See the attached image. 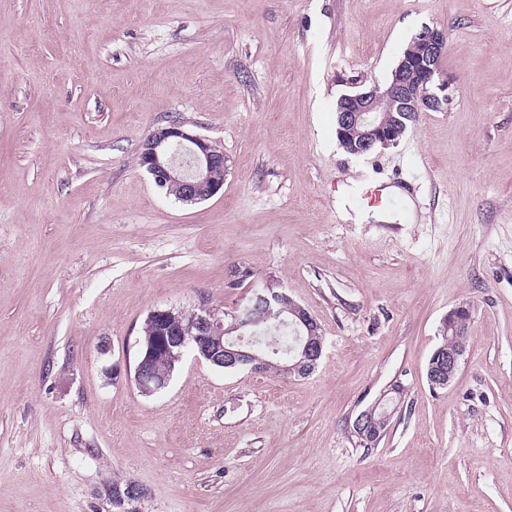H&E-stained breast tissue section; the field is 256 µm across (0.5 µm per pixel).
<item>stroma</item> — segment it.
Masks as SVG:
<instances>
[{
    "label": "stroma",
    "mask_w": 512,
    "mask_h": 512,
    "mask_svg": "<svg viewBox=\"0 0 512 512\" xmlns=\"http://www.w3.org/2000/svg\"><path fill=\"white\" fill-rule=\"evenodd\" d=\"M426 25L450 103L345 153L338 99L389 84ZM176 118L224 149L209 200L138 162ZM379 185L407 192L392 223L346 221ZM269 277L320 325L311 376L189 354L139 392L150 310L229 316ZM462 303L458 376L431 388ZM0 512H512V0H0Z\"/></svg>",
    "instance_id": "obj_1"
}]
</instances>
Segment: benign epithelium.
<instances>
[{
  "instance_id": "benign-epithelium-1",
  "label": "benign epithelium",
  "mask_w": 512,
  "mask_h": 512,
  "mask_svg": "<svg viewBox=\"0 0 512 512\" xmlns=\"http://www.w3.org/2000/svg\"><path fill=\"white\" fill-rule=\"evenodd\" d=\"M413 41L417 51L403 54L385 91L372 88L339 98V133L362 128L364 139L358 148L360 154L377 144H396L393 130L380 119L379 113L407 112L416 117L421 112L437 111L449 101L448 80L439 68L447 50L448 31L425 26ZM140 166L157 188L179 189V200L183 203L208 200L224 187V178L216 176L226 166L224 149L184 122L170 121L156 127L142 143ZM184 313L186 310L173 307L149 311L147 322L155 333L154 342L147 344L143 359L134 367V381L142 394L152 395L165 388L189 350L213 367L261 370L264 359L253 352L250 341L240 334L224 336V332L240 328L241 316H232L233 323L226 329L224 320L215 317L207 301L202 300L191 310L189 327L184 330L180 328ZM293 315V325L303 335L297 337L293 364L285 365V371L289 375L301 371L309 375L318 367L323 355V339L317 335L318 323L309 310L298 304ZM466 351V338L458 335L451 343L436 348L428 373L437 385L446 387L455 381ZM154 357L169 363V371L163 379H157L146 367ZM352 434L360 443H376L382 437L380 428L364 423L359 417L353 422Z\"/></svg>"
}]
</instances>
